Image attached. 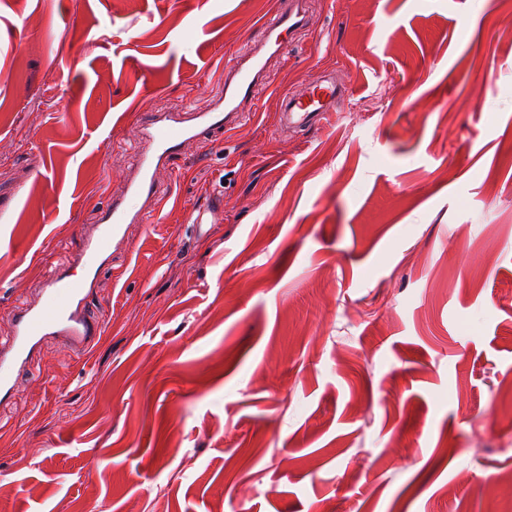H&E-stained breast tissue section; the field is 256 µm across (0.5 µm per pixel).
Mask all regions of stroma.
<instances>
[{
  "label": "stroma",
  "instance_id": "obj_1",
  "mask_svg": "<svg viewBox=\"0 0 512 512\" xmlns=\"http://www.w3.org/2000/svg\"><path fill=\"white\" fill-rule=\"evenodd\" d=\"M277 0H0V337L83 250L158 106L199 105ZM244 127L156 179L91 310L0 403V512L512 507V14L308 0ZM335 123L278 131L319 72ZM222 187L223 213L191 211Z\"/></svg>",
  "mask_w": 512,
  "mask_h": 512
}]
</instances>
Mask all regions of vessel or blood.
I'll use <instances>...</instances> for the list:
<instances>
[{
  "label": "vessel or blood",
  "instance_id": "b4317fda",
  "mask_svg": "<svg viewBox=\"0 0 512 512\" xmlns=\"http://www.w3.org/2000/svg\"><path fill=\"white\" fill-rule=\"evenodd\" d=\"M309 25L306 0H280L261 24V36L224 65V87L206 108L161 107L149 112L138 126L137 159L122 188L112 192L95 224L83 232V253L60 259L46 276L34 301L10 314L11 334L0 340V403L14 396L17 376L24 372L41 346L50 340L84 353L104 332L103 319L89 310L101 269L125 241L130 224L149 223L162 197L155 175L183 148L209 140L215 130L232 131L246 124L269 80L267 55L280 51L284 35H297ZM346 87L332 77L312 78L280 96L279 124L303 130L328 124ZM82 267L81 282L71 271Z\"/></svg>",
  "mask_w": 512,
  "mask_h": 512
}]
</instances>
